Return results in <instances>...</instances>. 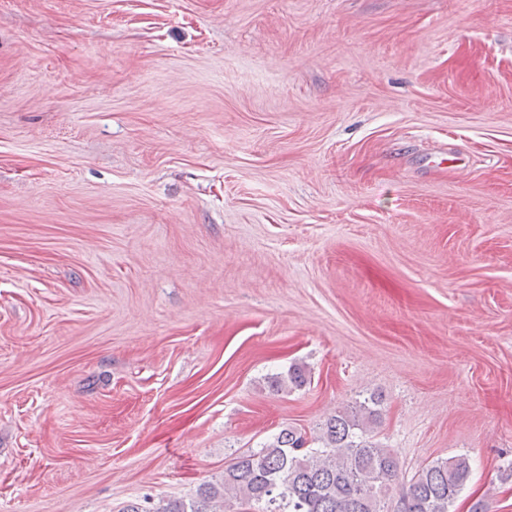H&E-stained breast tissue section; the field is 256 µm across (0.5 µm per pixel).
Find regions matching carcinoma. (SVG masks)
Segmentation results:
<instances>
[{"instance_id":"carcinoma-1","label":"carcinoma","mask_w":512,"mask_h":512,"mask_svg":"<svg viewBox=\"0 0 512 512\" xmlns=\"http://www.w3.org/2000/svg\"><path fill=\"white\" fill-rule=\"evenodd\" d=\"M269 383L300 389L307 378L291 366ZM381 404L369 395L327 418L315 438L284 428L232 458L221 482H205L194 496L152 512H451L471 475L463 454L427 463L390 510L381 506L399 471L394 451L375 439Z\"/></svg>"}]
</instances>
